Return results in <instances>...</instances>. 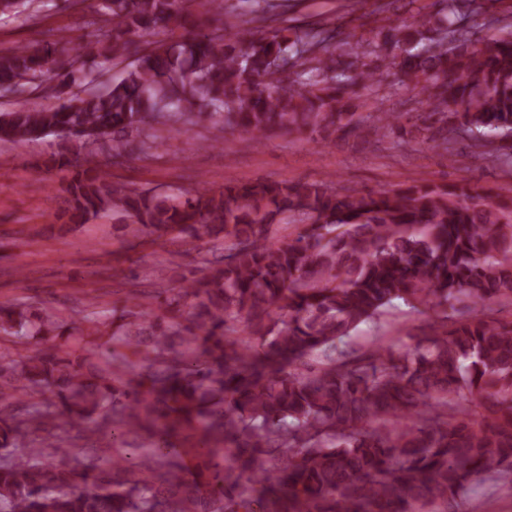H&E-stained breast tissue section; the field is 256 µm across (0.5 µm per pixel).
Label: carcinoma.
Here are the masks:
<instances>
[{"label":"carcinoma","mask_w":512,"mask_h":512,"mask_svg":"<svg viewBox=\"0 0 512 512\" xmlns=\"http://www.w3.org/2000/svg\"><path fill=\"white\" fill-rule=\"evenodd\" d=\"M415 27L203 29L187 0H96L93 29L0 55V83L46 87L48 103L0 110V142L57 135L66 174L50 215L80 226L110 211L137 237L224 234L201 275L155 296L149 325L57 309L0 308V512H441L481 481L512 488V203L412 184L344 193L330 180L230 181L162 197L112 182L110 167L157 147L158 126L211 119L255 142L311 130L357 137L354 87L410 80L427 119L474 143L512 139V31L470 34L462 0ZM41 0H0V20ZM147 32L157 37L141 48ZM135 55L125 76L93 77ZM299 69L296 85L275 76ZM402 113L373 112L375 132ZM302 223L277 237L276 224ZM192 298L188 324L174 321ZM401 300L442 320L398 347L345 339ZM454 301L465 312H448ZM79 346L59 343L65 334ZM146 346L149 370L126 382ZM39 396L20 416L4 410ZM138 450L97 454L69 426ZM199 428L183 478L177 428Z\"/></svg>","instance_id":"carcinoma-1"}]
</instances>
